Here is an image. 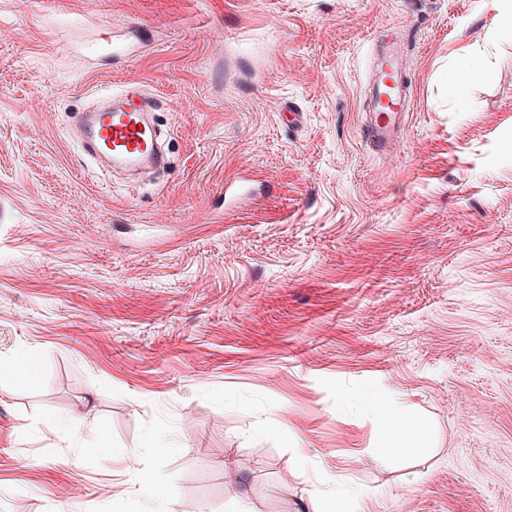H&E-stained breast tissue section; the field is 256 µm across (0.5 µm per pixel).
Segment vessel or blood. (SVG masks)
Here are the masks:
<instances>
[{
  "mask_svg": "<svg viewBox=\"0 0 512 512\" xmlns=\"http://www.w3.org/2000/svg\"><path fill=\"white\" fill-rule=\"evenodd\" d=\"M403 36V29L393 25L377 42L380 62L368 87L367 102L373 117L367 136L378 147L394 140L406 107L409 83L397 51ZM147 110L148 103L137 86H125L109 94L105 106L83 113L75 126L77 136L90 155L111 165L162 166L164 158L156 148Z\"/></svg>",
  "mask_w": 512,
  "mask_h": 512,
  "instance_id": "1",
  "label": "vessel or blood"
}]
</instances>
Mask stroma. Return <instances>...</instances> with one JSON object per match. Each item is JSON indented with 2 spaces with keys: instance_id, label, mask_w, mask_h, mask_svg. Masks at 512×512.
I'll use <instances>...</instances> for the list:
<instances>
[{
  "instance_id": "35a3bbf8",
  "label": "stroma",
  "mask_w": 512,
  "mask_h": 512,
  "mask_svg": "<svg viewBox=\"0 0 512 512\" xmlns=\"http://www.w3.org/2000/svg\"><path fill=\"white\" fill-rule=\"evenodd\" d=\"M509 11L0 0V359L35 363L0 378V512H153L111 498L145 475L168 512H512ZM393 24L410 102L378 151L364 92ZM105 36L138 51L85 57ZM474 57L462 110L445 75ZM127 83L166 172L102 170L68 133ZM358 394L404 401L430 452L382 456ZM269 414L286 429L258 434Z\"/></svg>"
}]
</instances>
